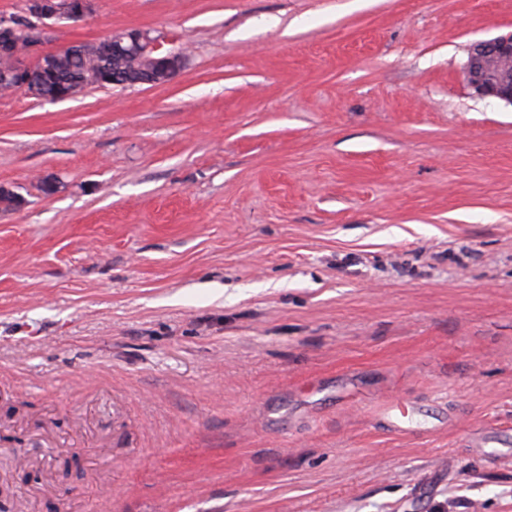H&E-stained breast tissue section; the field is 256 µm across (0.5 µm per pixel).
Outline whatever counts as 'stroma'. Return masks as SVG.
Segmentation results:
<instances>
[{
  "mask_svg": "<svg viewBox=\"0 0 512 512\" xmlns=\"http://www.w3.org/2000/svg\"><path fill=\"white\" fill-rule=\"evenodd\" d=\"M160 86L0 95V512H512V0H95ZM52 184L45 193L44 184ZM465 78L476 96L512 105V32L473 43Z\"/></svg>",
  "mask_w": 512,
  "mask_h": 512,
  "instance_id": "obj_1",
  "label": "stroma"
}]
</instances>
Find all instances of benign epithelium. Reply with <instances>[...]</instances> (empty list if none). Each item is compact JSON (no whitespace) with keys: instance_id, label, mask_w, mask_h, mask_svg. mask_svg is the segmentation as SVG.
<instances>
[{"instance_id":"obj_1","label":"benign epithelium","mask_w":512,"mask_h":512,"mask_svg":"<svg viewBox=\"0 0 512 512\" xmlns=\"http://www.w3.org/2000/svg\"><path fill=\"white\" fill-rule=\"evenodd\" d=\"M93 11V0H25L21 16H0V58L9 67L0 70V91L20 92L42 101L40 74L56 56L79 54L90 47L112 57H131L137 62L135 83L160 85L181 69L185 57L164 51L161 37L141 28H128L96 42H72L47 48L48 21L80 22ZM468 86L478 97H490L512 105V32L473 43L465 65Z\"/></svg>"}]
</instances>
